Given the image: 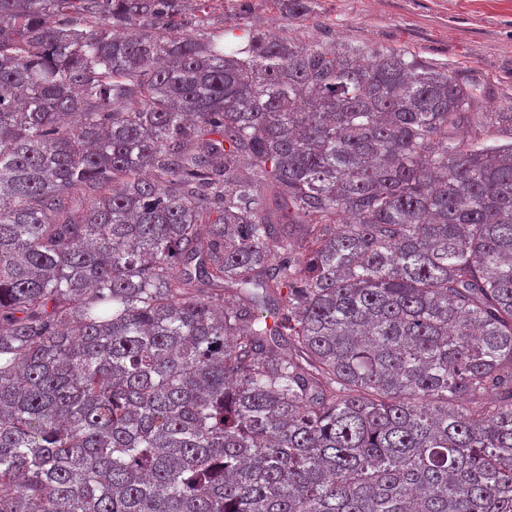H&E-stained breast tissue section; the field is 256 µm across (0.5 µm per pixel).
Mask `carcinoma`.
<instances>
[{
  "instance_id": "obj_1",
  "label": "carcinoma",
  "mask_w": 512,
  "mask_h": 512,
  "mask_svg": "<svg viewBox=\"0 0 512 512\" xmlns=\"http://www.w3.org/2000/svg\"><path fill=\"white\" fill-rule=\"evenodd\" d=\"M186 2L0 0V512H512V103Z\"/></svg>"
}]
</instances>
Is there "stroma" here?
<instances>
[{"label":"stroma","instance_id":"35a3bbf8","mask_svg":"<svg viewBox=\"0 0 512 512\" xmlns=\"http://www.w3.org/2000/svg\"><path fill=\"white\" fill-rule=\"evenodd\" d=\"M186 20L222 31L225 49L260 27L298 43H319L362 58L388 49L474 79L486 105L512 101V0H312L304 14L288 0H193Z\"/></svg>","mask_w":512,"mask_h":512}]
</instances>
